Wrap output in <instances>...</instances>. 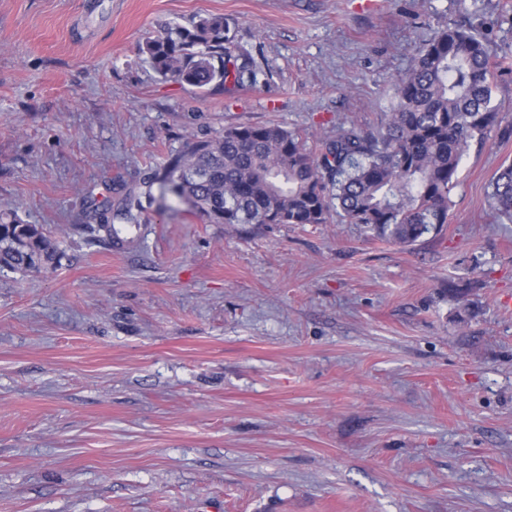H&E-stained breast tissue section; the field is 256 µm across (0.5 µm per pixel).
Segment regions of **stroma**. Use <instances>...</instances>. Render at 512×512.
<instances>
[{
  "label": "stroma",
  "instance_id": "35a3bbf8",
  "mask_svg": "<svg viewBox=\"0 0 512 512\" xmlns=\"http://www.w3.org/2000/svg\"><path fill=\"white\" fill-rule=\"evenodd\" d=\"M221 14L256 83L161 79L148 38ZM512 60V0H0V210L60 241L0 273V512H512V162L471 146L448 224H208L150 185L224 127L378 131L440 27ZM142 205L91 246L93 209ZM488 207L500 219L512 222V164L499 170L488 197Z\"/></svg>",
  "mask_w": 512,
  "mask_h": 512
}]
</instances>
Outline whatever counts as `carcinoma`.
<instances>
[{
    "instance_id": "obj_1",
    "label": "carcinoma",
    "mask_w": 512,
    "mask_h": 512,
    "mask_svg": "<svg viewBox=\"0 0 512 512\" xmlns=\"http://www.w3.org/2000/svg\"><path fill=\"white\" fill-rule=\"evenodd\" d=\"M145 62L162 78L198 89L257 79L224 15L172 25L148 39ZM489 42L447 27L420 46L395 80V100L377 133L339 124L313 150L276 124L229 126L171 154L152 181L214 224H326L336 215L394 244H413L449 222L451 192L464 156L503 121L494 102L497 73ZM488 207L512 222V164L499 170ZM87 242L110 246L119 230L109 217L77 224ZM62 257L41 224L0 212V268L26 274L53 269Z\"/></svg>"
}]
</instances>
